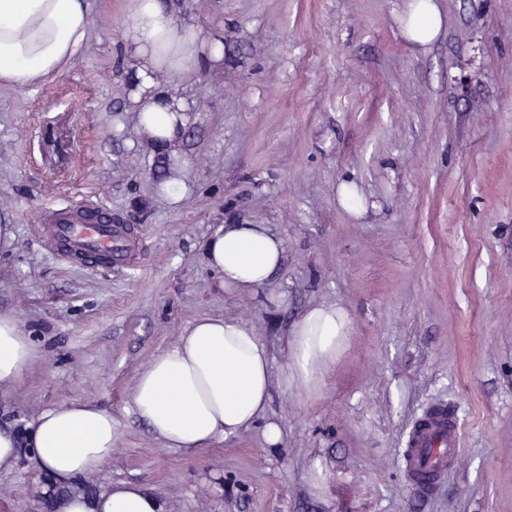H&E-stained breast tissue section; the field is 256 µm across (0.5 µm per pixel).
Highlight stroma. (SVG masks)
Here are the masks:
<instances>
[{
  "mask_svg": "<svg viewBox=\"0 0 512 512\" xmlns=\"http://www.w3.org/2000/svg\"><path fill=\"white\" fill-rule=\"evenodd\" d=\"M85 51L39 86L0 89V312L35 356L0 388V424L91 400L116 445L76 482L140 483L164 512H512V0H436L443 29L404 32L408 0H174L224 43L180 93L195 110L180 202L161 159L130 148L123 0H90ZM352 180L362 215L338 199ZM96 201L137 231L116 271L67 261L44 212ZM285 243L258 289L223 288L202 261L219 224ZM352 331L316 391L286 387V336L311 306ZM225 317L267 344L279 448L261 426L194 451L166 448L131 408L139 374L195 320ZM461 424L456 467L425 495L405 479L413 423ZM45 475L0 472V512H55Z\"/></svg>",
  "mask_w": 512,
  "mask_h": 512,
  "instance_id": "1",
  "label": "stroma"
}]
</instances>
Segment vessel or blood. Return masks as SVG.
I'll return each mask as SVG.
<instances>
[{
  "label": "vessel or blood",
  "mask_w": 512,
  "mask_h": 512,
  "mask_svg": "<svg viewBox=\"0 0 512 512\" xmlns=\"http://www.w3.org/2000/svg\"><path fill=\"white\" fill-rule=\"evenodd\" d=\"M43 235L82 260H98L120 269L131 253L125 225L113 223L109 211L88 203L60 205L46 213ZM461 435L456 415L436 406L409 430L404 466L410 485L428 493L459 459Z\"/></svg>",
  "instance_id": "obj_1"
}]
</instances>
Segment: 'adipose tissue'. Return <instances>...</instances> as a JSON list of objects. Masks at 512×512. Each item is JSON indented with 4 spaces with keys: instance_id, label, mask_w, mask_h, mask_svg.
I'll return each instance as SVG.
<instances>
[{
    "instance_id": "1",
    "label": "adipose tissue",
    "mask_w": 512,
    "mask_h": 512,
    "mask_svg": "<svg viewBox=\"0 0 512 512\" xmlns=\"http://www.w3.org/2000/svg\"><path fill=\"white\" fill-rule=\"evenodd\" d=\"M121 32L130 63L128 110L138 147L167 157L159 190L178 198L187 167L179 146L192 105L174 90L203 70L218 66L224 44L201 25L181 18L171 0H125ZM405 34L428 44L443 19L436 0H410ZM91 28L87 0H0V87H34L80 56ZM283 240L263 224H222L203 242L201 258L221 286L258 288L282 264ZM351 331L347 312L310 307L288 341L284 380L311 388L335 361ZM33 356V345L13 315L0 313V387L15 384ZM272 389L271 358L255 330L234 319L193 322L171 347L156 354L136 382L131 405L165 447L205 448L238 436L263 421ZM115 446L112 414L95 402H72L43 410L26 435L0 427V471L21 454L59 489L58 512H162L161 502L142 485L112 484L94 496L72 485L100 469Z\"/></svg>"
}]
</instances>
